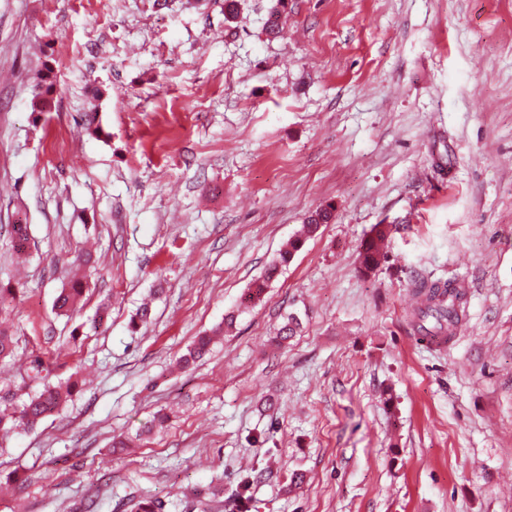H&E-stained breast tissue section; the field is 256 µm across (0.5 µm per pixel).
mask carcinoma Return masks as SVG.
I'll return each mask as SVG.
<instances>
[{"instance_id":"cac0c4a2","label":"carcinoma","mask_w":512,"mask_h":512,"mask_svg":"<svg viewBox=\"0 0 512 512\" xmlns=\"http://www.w3.org/2000/svg\"><path fill=\"white\" fill-rule=\"evenodd\" d=\"M52 69L45 67L40 78L37 93L38 102L35 110L42 111L46 103V96L54 92V81L51 79ZM333 217V208L326 205L307 218L304 224V236L310 237L318 232L321 225L329 223ZM390 233L387 224H377L372 229V235L364 241L358 253L360 271L370 274L377 270L386 261V256L380 249V242ZM302 244V238L294 239L288 249L284 250L279 258L270 264L264 274L254 282L248 294V301L253 302L264 295L269 283L275 280L283 266L287 265ZM82 288L79 280H74L70 288L64 289L57 296L55 308L61 312L73 309L80 296ZM415 297L418 307L414 313L417 332L421 336L439 337L451 336L458 329L462 321L461 304L464 297L462 288L455 281L419 280L415 283ZM235 315L229 313L224 317V325L209 334L197 337L187 353L183 354L178 365L188 368L209 351L214 337L221 336L224 331L232 328ZM14 347V334L10 328L0 320V361L10 356ZM44 368L39 359L31 362L29 369L21 375L23 386L29 387L33 383L42 384V390L29 395L28 400L19 404L14 403L15 393L7 391L0 396V432L8 433L12 430L29 431L43 419L57 413L63 403L71 396L75 383L71 381L53 384L48 376L43 374Z\"/></svg>"}]
</instances>
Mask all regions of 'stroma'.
<instances>
[{
	"label": "stroma",
	"instance_id": "stroma-1",
	"mask_svg": "<svg viewBox=\"0 0 512 512\" xmlns=\"http://www.w3.org/2000/svg\"><path fill=\"white\" fill-rule=\"evenodd\" d=\"M276 4L236 0L228 23L224 0H0V288L18 291L0 384L37 358L78 380L0 439V512H512V0H289L272 37ZM75 273L83 298L57 314ZM416 275L466 286L444 345L414 329ZM371 233V237L361 244L358 253L359 268L363 274H370L377 270L387 258L379 244L390 233L389 225L377 224ZM302 242L303 241L301 237L294 239L290 243L288 249L284 250L280 254L279 258L266 268L264 274L257 281H255L252 288H250V292L247 298L249 302L259 300L261 296L264 295L269 283L278 277L282 267L288 264L294 253L300 249ZM235 315L233 313H229L224 317V325L213 330L209 334H205L203 336H197V338L193 341L192 345L187 349V353L183 354L179 361L178 365L182 368H188L198 360L202 359L203 356L209 351L211 344L213 343L215 336H221L224 334V330H228L232 328L234 323Z\"/></svg>",
	"mask_w": 512,
	"mask_h": 512
}]
</instances>
